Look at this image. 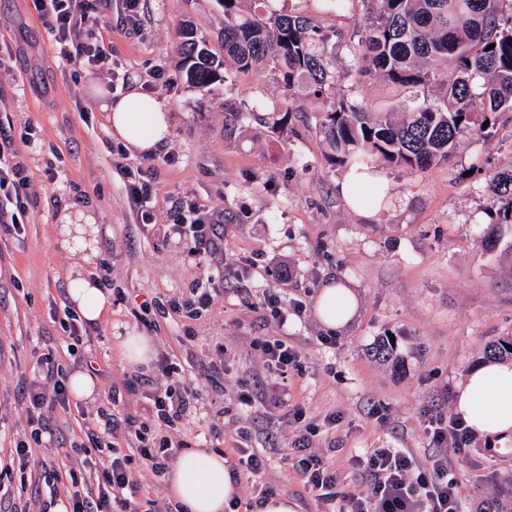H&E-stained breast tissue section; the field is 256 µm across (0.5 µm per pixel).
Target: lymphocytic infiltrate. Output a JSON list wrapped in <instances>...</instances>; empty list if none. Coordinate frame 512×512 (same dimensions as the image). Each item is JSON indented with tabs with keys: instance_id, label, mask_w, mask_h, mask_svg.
I'll use <instances>...</instances> for the list:
<instances>
[{
	"instance_id": "lymphocytic-infiltrate-1",
	"label": "lymphocytic infiltrate",
	"mask_w": 512,
	"mask_h": 512,
	"mask_svg": "<svg viewBox=\"0 0 512 512\" xmlns=\"http://www.w3.org/2000/svg\"><path fill=\"white\" fill-rule=\"evenodd\" d=\"M112 6V0H37V7L53 36L58 54L68 62L97 65L106 58L105 47L88 22ZM11 136L0 126V229L19 231L16 213L8 206L12 197L24 189L28 177L23 165L9 162L3 148ZM166 237L193 242L192 254L198 265H209L224 254V227L212 214L190 206L176 211ZM228 372L223 349L199 366L200 381H178V368L170 359L159 358L126 383L131 392H146L151 403L154 425L140 424L128 417L104 409L97 423L85 432L80 444L82 467L95 471L96 484L82 485L76 471H69L70 512H174L172 505L161 506L149 500L147 510H139L136 501L143 484L133 472L134 459H141L153 475L165 472L169 461L183 449L175 434L195 414L210 392L223 386ZM27 411L36 423L37 433L49 432L44 414L50 407L68 406L66 374L53 358H45L41 379L22 388ZM299 425L298 439L290 459L301 475L307 492L322 501L342 500L340 512H460L462 491L448 464L449 450L467 446L471 431L462 418L440 422L432 432L439 447L427 468H419L411 455L399 448H374L357 458L362 480L345 493H337L340 478L326 459L311 452L308 436L313 431L301 409H294ZM136 440L135 454H126L121 440Z\"/></svg>"
}]
</instances>
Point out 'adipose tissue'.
<instances>
[{"label": "adipose tissue", "instance_id": "1", "mask_svg": "<svg viewBox=\"0 0 512 512\" xmlns=\"http://www.w3.org/2000/svg\"><path fill=\"white\" fill-rule=\"evenodd\" d=\"M108 114L109 134L130 151L150 154L164 145L171 134L168 107L163 99L130 89L113 102L102 103ZM382 181L374 172L350 170L339 191L348 206L368 218L381 210L376 190ZM59 251L90 262L97 252L99 228L92 215L71 207L60 217ZM68 297L87 324L106 316L110 294L97 280L76 271ZM357 309L353 288L342 283L326 287L316 302L315 312L328 328L348 324ZM457 413L479 437L506 440L512 437V362L488 361L468 373L457 388ZM168 489L184 512H224L238 487L229 475L224 456L208 448L185 452L173 467Z\"/></svg>", "mask_w": 512, "mask_h": 512}]
</instances>
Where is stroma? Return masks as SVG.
<instances>
[{"mask_svg": "<svg viewBox=\"0 0 512 512\" xmlns=\"http://www.w3.org/2000/svg\"><path fill=\"white\" fill-rule=\"evenodd\" d=\"M269 11L311 19L328 41L332 92L376 112L400 110L406 91L364 72L348 50L363 22V0L342 11L325 0H267ZM216 56L224 54V10L217 0H146L138 27L120 24L116 12L96 24L109 59L99 66L61 60L34 0H0V124L11 127L10 148L27 167L30 183L16 210L20 233L0 232V466L12 464L18 442L30 462L13 470L7 496L17 512H44L52 473L79 466L71 450L80 442L109 393L124 415L146 420V401L126 391L136 374L115 345V335L148 338L152 357H177L198 365L225 346L229 373L220 395H209L196 418L181 427L190 448H232L239 427L251 430L255 448L290 451L295 439L285 408L247 413L235 400L236 382H277L255 347L256 339H287L298 355L288 371V402L315 426L313 447L348 481L351 456L369 448H403L425 467L435 452L430 430L454 414L459 383L484 361L486 346L512 336V228L493 215L498 200L488 173L512 166V125L488 137L460 141L452 158L421 172L381 165L388 204L367 220L342 199L348 171L334 161L315 115L302 95L276 72L231 71L228 81L201 89L189 84L177 47L183 28ZM164 67L168 85L149 73ZM98 85L120 98L131 87L166 101L172 138L151 155L127 154L132 166L152 169L157 187L150 221L129 203L125 179L112 156L106 114L89 92ZM240 115L225 123V102ZM290 108L288 122L279 111ZM55 180H48V170ZM217 214L224 224V260L210 272L221 292L211 312L190 323L159 311L158 302L185 294L207 271L188 256V241L167 238L174 201ZM86 206L101 230L98 254L86 270L112 269L111 311L89 327L69 355L61 324L72 260L56 247L59 215L71 203ZM291 278L280 284L279 266ZM356 285L358 307L341 330L328 332L315 313L324 287ZM281 289L306 311L282 327L259 307L262 294ZM191 346H183L185 334ZM334 334L333 343L322 338ZM394 339V357H375L381 341ZM53 356L68 371L91 369L96 392L86 401L54 408L49 435L32 440L19 396L22 380L39 379L37 365ZM336 415V425L326 416ZM461 484L463 512H480L500 487L512 484V443L499 447L473 438L465 451L449 452ZM264 485L288 496L298 512H333L305 493L300 474L271 459ZM44 493L33 499L32 486Z\"/></svg>", "mask_w": 512, "mask_h": 512, "instance_id": "stroma-1", "label": "stroma"}]
</instances>
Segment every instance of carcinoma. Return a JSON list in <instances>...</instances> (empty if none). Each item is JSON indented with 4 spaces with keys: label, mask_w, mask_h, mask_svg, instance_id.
Here are the masks:
<instances>
[{
    "label": "carcinoma",
    "mask_w": 512,
    "mask_h": 512,
    "mask_svg": "<svg viewBox=\"0 0 512 512\" xmlns=\"http://www.w3.org/2000/svg\"><path fill=\"white\" fill-rule=\"evenodd\" d=\"M224 6V58L240 70L275 69L292 91L311 97L331 150L353 166L376 162L420 171L446 160L465 136H488L512 112V0H376L350 36V52L388 85L428 91L396 120L328 95L332 75L323 39L308 18L292 12ZM495 48L488 49L489 45ZM190 83L204 88L221 77L214 59L191 33L179 45ZM443 65L447 71L438 70ZM489 187L499 207L495 223L512 224V168L496 170ZM512 336L491 342L488 359L512 357Z\"/></svg>",
    "instance_id": "carcinoma-1"
}]
</instances>
